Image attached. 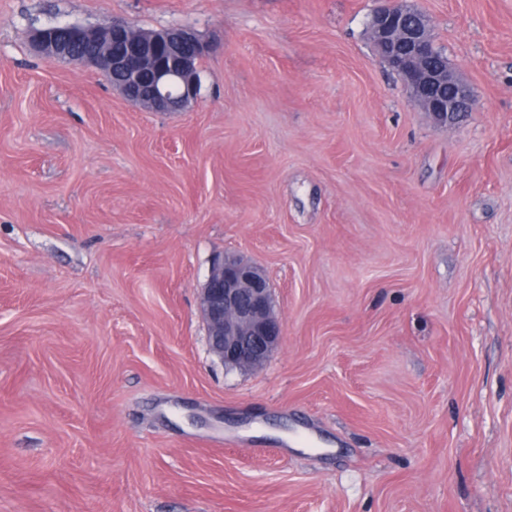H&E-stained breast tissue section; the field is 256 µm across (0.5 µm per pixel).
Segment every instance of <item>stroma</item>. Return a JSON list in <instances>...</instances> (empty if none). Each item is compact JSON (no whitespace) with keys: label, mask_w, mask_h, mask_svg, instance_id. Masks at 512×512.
I'll use <instances>...</instances> for the list:
<instances>
[{"label":"stroma","mask_w":512,"mask_h":512,"mask_svg":"<svg viewBox=\"0 0 512 512\" xmlns=\"http://www.w3.org/2000/svg\"><path fill=\"white\" fill-rule=\"evenodd\" d=\"M382 0H0V512H512V0H414L476 111L380 64ZM191 28L150 112L32 28ZM246 257L284 334L209 351ZM200 303L209 350L226 366L258 368L281 340L265 271L243 256L215 257Z\"/></svg>","instance_id":"obj_1"}]
</instances>
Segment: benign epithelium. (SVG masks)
Wrapping results in <instances>:
<instances>
[{"label":"benign epithelium","instance_id":"7a95c632","mask_svg":"<svg viewBox=\"0 0 512 512\" xmlns=\"http://www.w3.org/2000/svg\"><path fill=\"white\" fill-rule=\"evenodd\" d=\"M369 29L379 62L399 75L413 99L443 125L477 104L447 58L437 56L429 18L409 0H389ZM33 49L46 61L73 62L109 81L126 100L152 112L188 108L198 96V62L207 46L185 27L140 31L107 25L38 28ZM210 352L227 366L255 369L282 336L262 267L235 255L215 257L200 293Z\"/></svg>","mask_w":512,"mask_h":512}]
</instances>
